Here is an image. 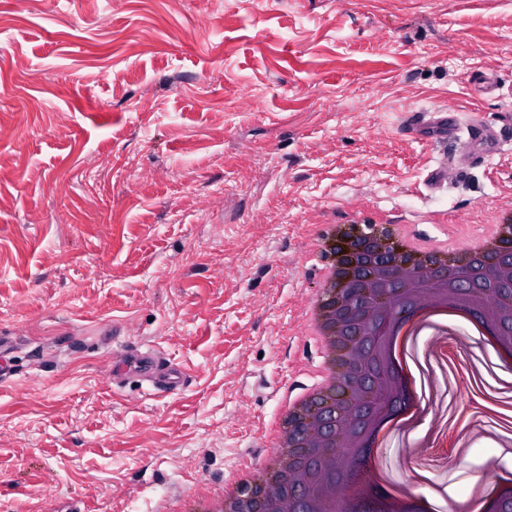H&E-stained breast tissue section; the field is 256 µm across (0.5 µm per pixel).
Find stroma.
<instances>
[{
	"label": "stroma",
	"mask_w": 512,
	"mask_h": 512,
	"mask_svg": "<svg viewBox=\"0 0 512 512\" xmlns=\"http://www.w3.org/2000/svg\"><path fill=\"white\" fill-rule=\"evenodd\" d=\"M449 106L499 149L404 131ZM364 208L460 242L512 210V0H0V512H156L258 466L317 357L323 230ZM150 347L180 394L113 384ZM424 373L449 432L415 472L460 500L512 458L442 467L473 412L455 361ZM467 132L482 157L489 156L497 149L498 141L495 140L489 127L481 124H472L467 127Z\"/></svg>",
	"instance_id": "stroma-1"
}]
</instances>
